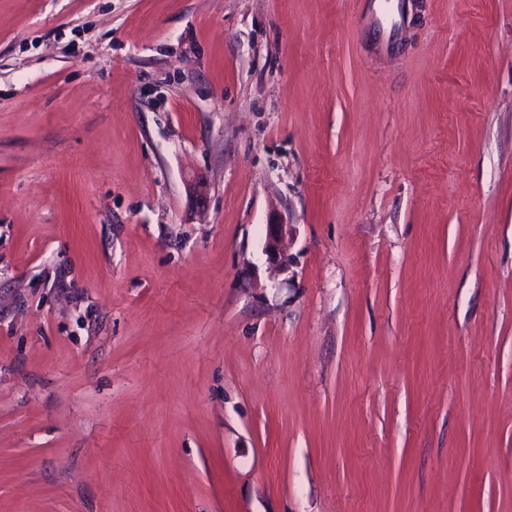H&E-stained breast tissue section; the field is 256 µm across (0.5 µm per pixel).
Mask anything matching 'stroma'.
Wrapping results in <instances>:
<instances>
[{"label":"stroma","mask_w":512,"mask_h":512,"mask_svg":"<svg viewBox=\"0 0 512 512\" xmlns=\"http://www.w3.org/2000/svg\"><path fill=\"white\" fill-rule=\"evenodd\" d=\"M374 9L0 0V512H512V0Z\"/></svg>","instance_id":"1"}]
</instances>
